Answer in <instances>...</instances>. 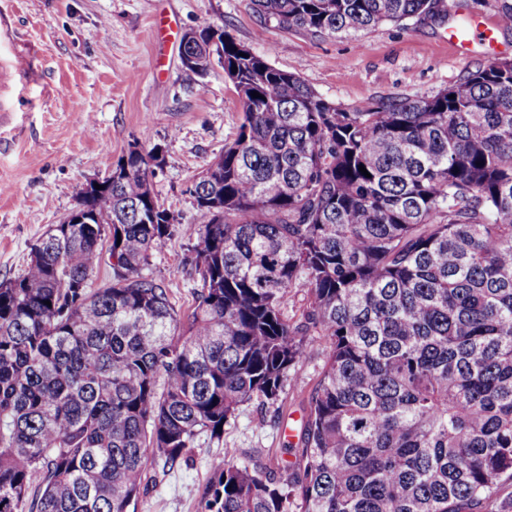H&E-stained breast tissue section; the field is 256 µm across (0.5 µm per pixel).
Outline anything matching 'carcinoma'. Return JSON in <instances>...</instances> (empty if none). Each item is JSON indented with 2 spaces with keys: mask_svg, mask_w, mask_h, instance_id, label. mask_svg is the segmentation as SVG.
<instances>
[{
  "mask_svg": "<svg viewBox=\"0 0 512 512\" xmlns=\"http://www.w3.org/2000/svg\"><path fill=\"white\" fill-rule=\"evenodd\" d=\"M251 2L315 37L440 15ZM240 53L224 32L243 117L189 189L211 205L188 315L146 273L173 217H147L153 171L132 152L85 199L95 223L51 225L0 280V512H131L148 461L172 469L241 404L278 400L310 329L328 350L296 476L226 456L201 512L511 510L512 66L351 111ZM292 288L303 324L282 312Z\"/></svg>",
  "mask_w": 512,
  "mask_h": 512,
  "instance_id": "carcinoma-1",
  "label": "carcinoma"
}]
</instances>
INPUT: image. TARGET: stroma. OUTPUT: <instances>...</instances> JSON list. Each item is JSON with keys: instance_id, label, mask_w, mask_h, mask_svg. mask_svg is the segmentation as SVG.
<instances>
[{"instance_id": "obj_1", "label": "stroma", "mask_w": 512, "mask_h": 512, "mask_svg": "<svg viewBox=\"0 0 512 512\" xmlns=\"http://www.w3.org/2000/svg\"><path fill=\"white\" fill-rule=\"evenodd\" d=\"M504 0H445V21L385 23L358 37H314L263 19L251 0H0V278L24 268L31 246L75 206L83 187L103 177L130 144L161 149L151 179L175 218L174 231L148 267L181 312L197 283L185 264L190 231L201 222L189 189L238 131L242 104L224 69L198 76L182 68L183 33L204 22L274 67L298 75L321 98L343 108L381 98L432 95L466 71L488 64L482 51L459 55L449 28L493 22L499 60H512ZM176 21L173 36L160 31ZM17 51L39 58L29 84L10 74ZM307 354L280 399L242 404L222 438L201 436L170 472L147 464L135 512H200L213 463L225 452L250 457L278 478L291 475L297 435L325 364L324 337L306 338Z\"/></svg>"}]
</instances>
